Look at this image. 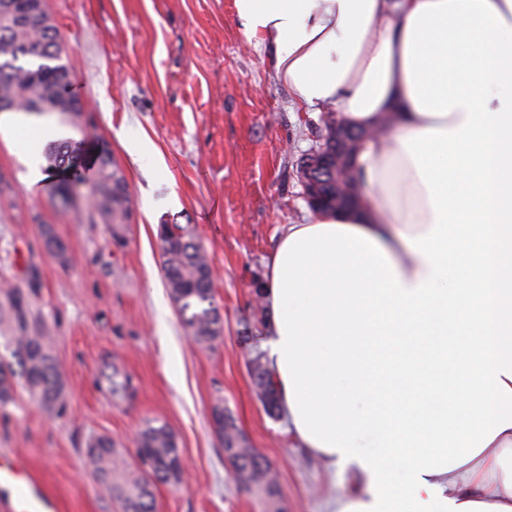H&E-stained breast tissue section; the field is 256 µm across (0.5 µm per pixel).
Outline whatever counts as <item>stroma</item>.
Masks as SVG:
<instances>
[{
    "label": "stroma",
    "instance_id": "obj_1",
    "mask_svg": "<svg viewBox=\"0 0 512 512\" xmlns=\"http://www.w3.org/2000/svg\"><path fill=\"white\" fill-rule=\"evenodd\" d=\"M66 46L80 116L9 113L0 130V286L27 292L52 339L66 379L61 407L26 391L0 413V460L21 458L50 512H118L89 472L90 441L108 436L126 460L150 421L177 435L179 483L155 490L157 512H264L230 476L210 412L229 410L246 439L273 465L281 512H326L350 476L329 471L271 416L252 375L253 350L272 335L257 296L280 231L309 223L295 167L316 141L326 106L296 107L278 79L273 52L248 40L233 0H46ZM81 148L78 167L29 153L43 129ZM148 139L164 159L134 162L128 144ZM108 154L133 201L123 246L90 223L84 201L63 211L60 185L97 177ZM45 178L27 187L30 164ZM189 225L214 272L223 333L189 339L162 273L159 227ZM51 227L65 259L44 248ZM131 383L113 394L108 377Z\"/></svg>",
    "mask_w": 512,
    "mask_h": 512
}]
</instances>
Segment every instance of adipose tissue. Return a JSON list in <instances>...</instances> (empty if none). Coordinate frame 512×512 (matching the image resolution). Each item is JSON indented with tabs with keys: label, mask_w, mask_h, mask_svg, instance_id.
I'll return each instance as SVG.
<instances>
[{
	"label": "adipose tissue",
	"mask_w": 512,
	"mask_h": 512,
	"mask_svg": "<svg viewBox=\"0 0 512 512\" xmlns=\"http://www.w3.org/2000/svg\"><path fill=\"white\" fill-rule=\"evenodd\" d=\"M297 105L400 133L372 198L284 225L268 342L330 512H512V0H234Z\"/></svg>",
	"instance_id": "adipose-tissue-1"
}]
</instances>
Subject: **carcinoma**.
Segmentation results:
<instances>
[{
  "label": "carcinoma",
  "mask_w": 512,
  "mask_h": 512,
  "mask_svg": "<svg viewBox=\"0 0 512 512\" xmlns=\"http://www.w3.org/2000/svg\"><path fill=\"white\" fill-rule=\"evenodd\" d=\"M65 53L63 36L43 0H0V112L82 111L79 99L66 104L57 97L59 80L70 74L63 63ZM78 155L79 144L71 140L52 142L45 149L47 161L59 166L74 163ZM362 183L357 169L351 171L349 191L331 175L320 180L319 210L359 207ZM86 201L89 221L107 225L112 229L113 243L123 244L118 231L130 223L132 200L123 175L110 157L100 158L99 175L87 190ZM43 237L50 254L65 258V245L51 229H45ZM160 238L166 287L184 326L199 344L215 341L221 336L223 321L213 303L211 268L205 251L186 225L164 224ZM0 315L9 318L12 331L6 337L10 359H0V410L14 402L18 386L50 409L62 405L65 375L52 353L51 338L42 320L31 312L26 292L1 288ZM251 365L258 394L268 412L274 414L278 400L262 352H254ZM216 432L239 484L263 501L265 512H278L277 482L267 459L246 445L232 416L223 415ZM181 460L179 441L164 423L151 422L141 430L132 464L122 458L109 437L95 439L87 451L89 466L120 512H156L155 488L173 482Z\"/></svg>",
  "instance_id": "obj_1"
}]
</instances>
